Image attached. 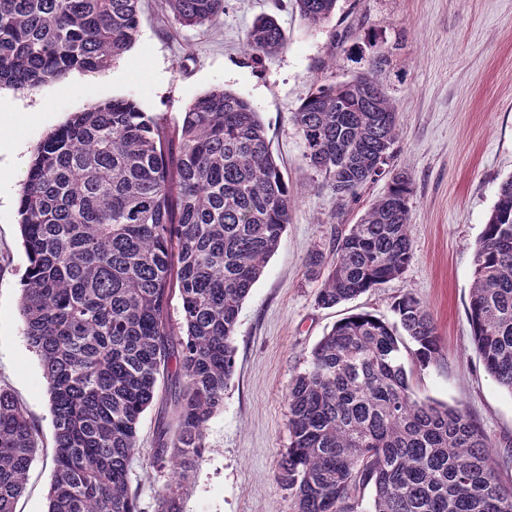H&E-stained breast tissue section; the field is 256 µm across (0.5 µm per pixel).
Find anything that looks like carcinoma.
Listing matches in <instances>:
<instances>
[{
  "label": "carcinoma",
  "mask_w": 512,
  "mask_h": 512,
  "mask_svg": "<svg viewBox=\"0 0 512 512\" xmlns=\"http://www.w3.org/2000/svg\"><path fill=\"white\" fill-rule=\"evenodd\" d=\"M141 0H0V87L37 88L108 68L134 43ZM312 27L337 0H294ZM226 0H165L186 26L224 14ZM288 37L256 19L245 49L262 59ZM294 123L308 165L336 199L390 181L329 257L312 253L317 303L332 308L399 276L413 258L412 179L394 165L397 109L385 85L331 74ZM294 200L258 112L214 89L174 125L130 99L73 113L38 145L19 188L28 259L19 315L40 359L54 427L47 512H142L129 466L141 415L159 393L176 429L157 431L152 462L172 480L155 512H180L179 489L224 405L242 303L277 251ZM180 316H171L173 300ZM391 325L355 313L314 347L288 389L289 448L276 479L298 512H512L495 444L464 409L412 393L404 331L426 366L439 337L410 293ZM467 318L485 371L512 395V175L501 182L473 257ZM40 429L0 388V512H15ZM373 491L369 510L366 490Z\"/></svg>",
  "instance_id": "carcinoma-1"
}]
</instances>
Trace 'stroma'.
I'll return each instance as SVG.
<instances>
[{"label": "stroma", "instance_id": "stroma-1", "mask_svg": "<svg viewBox=\"0 0 512 512\" xmlns=\"http://www.w3.org/2000/svg\"><path fill=\"white\" fill-rule=\"evenodd\" d=\"M274 16L288 36L279 54L253 61L244 38L254 20ZM383 42L379 77L398 109L397 164L413 180L409 200L414 258L379 288L333 308L316 302L312 252H330L337 232L354 224L387 189L368 183L338 204L324 175L304 158L293 114L327 70L343 80L372 66L362 38ZM229 89L247 99L265 126L273 155L298 197L277 252L242 305L234 370L223 408L205 430V449L181 490V512H297L291 490L275 479L288 448L289 385L319 340L340 319L368 312L395 322V300L409 292L432 313L440 335L434 362L414 368L417 398L459 405L512 455V395L485 372L467 320L473 254L500 183L512 175V0H338L333 19L308 26L293 0H227L223 16L182 25L142 0L131 48L105 70L74 71L34 89L0 88V111L18 115L0 136V386L11 389L54 443L49 391L19 317L28 265L20 236L19 184L48 132L89 104L134 100L148 115L176 122L205 93ZM171 408L142 415L130 482L142 512H154L170 473L152 464L155 432ZM51 466L38 455L16 512H45Z\"/></svg>", "mask_w": 512, "mask_h": 512}]
</instances>
